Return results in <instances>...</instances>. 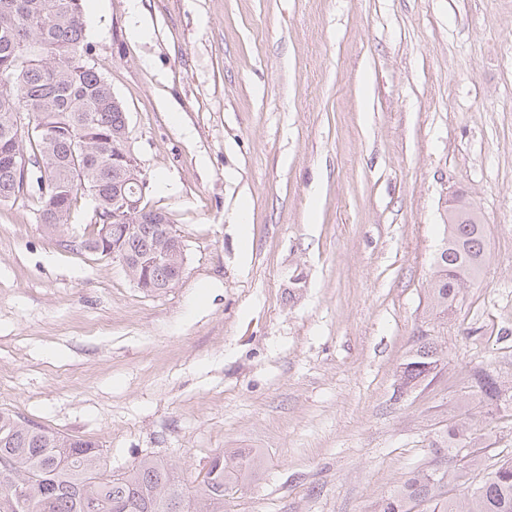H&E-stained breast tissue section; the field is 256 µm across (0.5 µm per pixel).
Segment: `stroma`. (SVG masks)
Segmentation results:
<instances>
[{
    "mask_svg": "<svg viewBox=\"0 0 512 512\" xmlns=\"http://www.w3.org/2000/svg\"><path fill=\"white\" fill-rule=\"evenodd\" d=\"M88 61L186 245L174 288L60 247L0 206V408L143 456L197 488L259 453L224 512H376L474 416L471 369L512 380V0H86ZM480 207L485 272L428 311L440 226ZM251 239L242 244L238 212ZM433 381L400 390L418 329ZM512 453V408L480 420Z\"/></svg>",
    "mask_w": 512,
    "mask_h": 512,
    "instance_id": "1",
    "label": "stroma"
}]
</instances>
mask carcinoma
Returning <instances> with one entry per match:
<instances>
[{
    "label": "carcinoma",
    "instance_id": "obj_1",
    "mask_svg": "<svg viewBox=\"0 0 512 512\" xmlns=\"http://www.w3.org/2000/svg\"><path fill=\"white\" fill-rule=\"evenodd\" d=\"M84 0H0V204L27 200L53 232L71 223L78 199L89 195L104 212L112 202V148L124 137L123 106L111 86L85 60ZM38 132L25 141L27 170L9 161L16 150L18 115ZM155 230L139 224L126 235L131 252L152 249ZM489 255L483 216L472 201L454 196L428 287L429 310L448 313L465 280L480 275ZM441 350L420 330L404 363L402 386L415 388L438 368ZM469 396L483 414L512 402V383L479 367L470 372ZM483 437L472 421L448 424L431 444L444 470H418L380 505L379 512H512V456L483 477ZM466 461H453L459 449ZM256 453L224 450L212 457L206 478L190 490L168 462L145 456L114 475L88 440L30 424L0 410V512H224V492L248 481ZM479 479L470 494L449 497L445 487Z\"/></svg>",
    "mask_w": 512,
    "mask_h": 512
}]
</instances>
